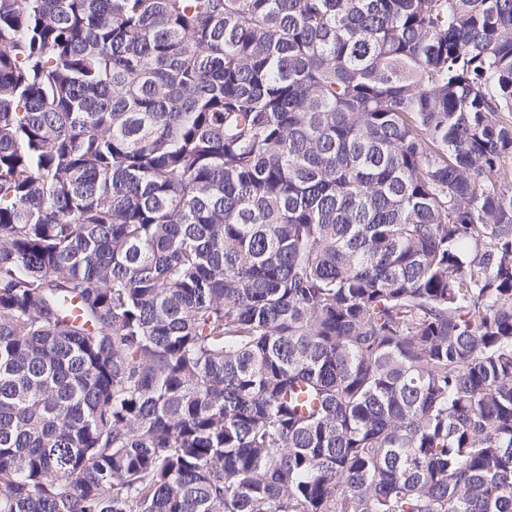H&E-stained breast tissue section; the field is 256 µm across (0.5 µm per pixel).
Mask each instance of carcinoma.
I'll return each instance as SVG.
<instances>
[{
  "instance_id": "obj_1",
  "label": "carcinoma",
  "mask_w": 512,
  "mask_h": 512,
  "mask_svg": "<svg viewBox=\"0 0 512 512\" xmlns=\"http://www.w3.org/2000/svg\"><path fill=\"white\" fill-rule=\"evenodd\" d=\"M512 0H0V512H512Z\"/></svg>"
}]
</instances>
